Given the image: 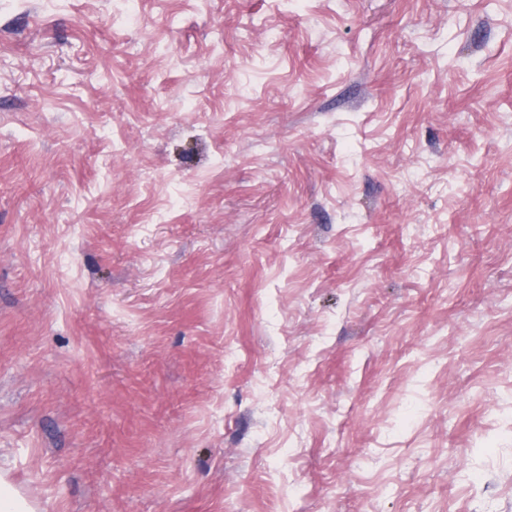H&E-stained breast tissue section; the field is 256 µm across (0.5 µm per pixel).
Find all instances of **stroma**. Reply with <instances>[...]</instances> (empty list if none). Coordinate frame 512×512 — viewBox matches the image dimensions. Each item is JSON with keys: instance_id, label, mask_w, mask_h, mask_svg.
Listing matches in <instances>:
<instances>
[{"instance_id": "obj_1", "label": "stroma", "mask_w": 512, "mask_h": 512, "mask_svg": "<svg viewBox=\"0 0 512 512\" xmlns=\"http://www.w3.org/2000/svg\"><path fill=\"white\" fill-rule=\"evenodd\" d=\"M0 471L512 512V0H0Z\"/></svg>"}]
</instances>
